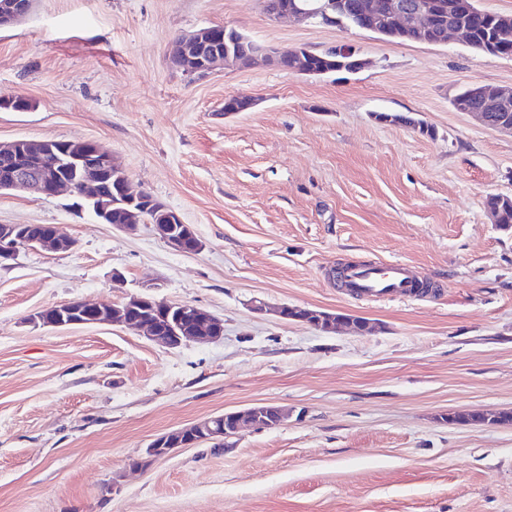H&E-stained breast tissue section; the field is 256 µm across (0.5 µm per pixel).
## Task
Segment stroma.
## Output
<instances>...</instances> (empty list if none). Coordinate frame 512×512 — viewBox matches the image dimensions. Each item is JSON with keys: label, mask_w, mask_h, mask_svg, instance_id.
Segmentation results:
<instances>
[{"label": "stroma", "mask_w": 512, "mask_h": 512, "mask_svg": "<svg viewBox=\"0 0 512 512\" xmlns=\"http://www.w3.org/2000/svg\"><path fill=\"white\" fill-rule=\"evenodd\" d=\"M214 25L366 65L171 64L178 36ZM481 85L512 87V58L277 21L261 0H32L0 27V99L32 104L0 112V141L96 142L205 244L122 232L66 191L0 193V224L76 241L0 268V512H512V230L486 207L512 197V132L453 106ZM239 95L255 106L225 113ZM393 260L430 295L370 302L336 280ZM150 285L221 318L223 337L169 349L29 321ZM284 304L376 329L325 332ZM257 403L289 416L148 460L155 439Z\"/></svg>", "instance_id": "stroma-1"}]
</instances>
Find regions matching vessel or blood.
Wrapping results in <instances>:
<instances>
[{"label":"vessel or blood","instance_id":"vessel-or-blood-1","mask_svg":"<svg viewBox=\"0 0 512 512\" xmlns=\"http://www.w3.org/2000/svg\"><path fill=\"white\" fill-rule=\"evenodd\" d=\"M342 284L351 295L369 300L417 296L419 284L399 261L349 265L341 270Z\"/></svg>","mask_w":512,"mask_h":512}]
</instances>
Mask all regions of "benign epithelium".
I'll use <instances>...</instances> for the list:
<instances>
[{"label": "benign epithelium", "instance_id": "1", "mask_svg": "<svg viewBox=\"0 0 512 512\" xmlns=\"http://www.w3.org/2000/svg\"><path fill=\"white\" fill-rule=\"evenodd\" d=\"M27 0H4L0 3V26L11 24L28 11ZM274 19H290L298 23L315 22L328 26L340 25L348 19L352 27L375 32L379 20L389 22L396 33L415 36V40L431 44L445 43L451 36L469 40V31L448 17L447 0H330L318 8L309 9L301 0H287L272 13ZM227 32L214 26L199 29L177 41L172 58L176 67H185L193 73H207L226 66H243L261 58L275 66L306 75H324L336 71L334 67L316 64L319 55L305 49L279 50L254 40L238 49ZM285 57L291 66L282 65ZM479 106L473 109L485 124L512 131L507 112L512 110V88L484 86L475 92ZM72 169L81 184L79 196L93 203L98 221H107L108 209L96 204L100 199L99 182L106 176L120 177L122 194L131 208L126 210L124 223L117 228L127 232L137 230L141 222L150 225L154 235L173 249L198 253L203 243L174 211L146 193L130 190L128 176L112 154L101 150L92 141L70 142L66 153L56 150L54 140L16 139L0 141V184L34 195L55 196L64 189L74 190L73 180L62 173ZM27 224H0V267L11 265L19 249L32 244L49 247L56 252H69L75 241L52 224L42 226L34 239L28 238ZM303 312L309 317L326 316L296 306H281L278 315L283 319L299 320ZM43 327L69 328L73 326L112 324L146 332L154 343L176 348L185 341L212 343L224 336V322L210 312L188 303H169L145 292L132 295L125 302L88 304L68 302L45 308L31 317ZM288 418V412L274 406H255L244 412H228L208 417L194 425L164 435L148 448L151 458L163 457L178 445L196 444L202 440L228 438L243 424L274 428Z\"/></svg>", "mask_w": 512, "mask_h": 512}]
</instances>
